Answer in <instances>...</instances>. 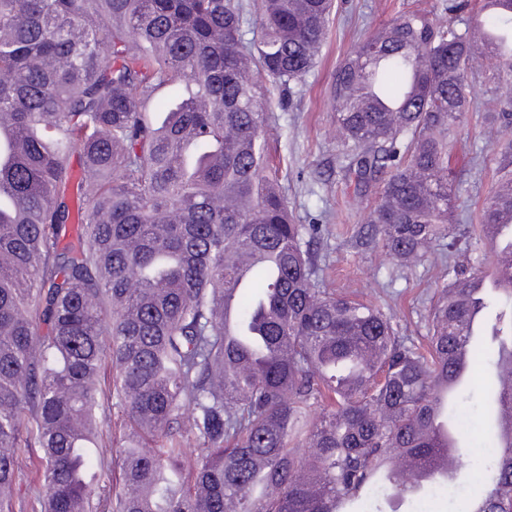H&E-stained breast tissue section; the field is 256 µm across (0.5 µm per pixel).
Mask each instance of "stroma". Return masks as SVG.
I'll return each instance as SVG.
<instances>
[{
  "mask_svg": "<svg viewBox=\"0 0 512 512\" xmlns=\"http://www.w3.org/2000/svg\"><path fill=\"white\" fill-rule=\"evenodd\" d=\"M417 9L428 12L435 22L448 20L443 0H336V12L314 68L295 85L289 99L271 100L274 140L270 154L272 163L282 168L281 190L296 222L321 228L312 243L318 254L320 287L347 293L364 303L388 305L400 335L418 342L427 334L426 290L448 276L447 265L437 261L446 248L436 245L424 262L400 269L377 248L358 245L360 232L368 228L377 193H357L354 178L346 170L329 98L332 75L347 51L400 13ZM511 141L507 132L484 126L480 113L470 114L452 160L453 167L462 171L458 213L482 209L496 187L501 149ZM493 381V375L485 372L460 390L459 414L468 422L463 440L469 456L454 480V494L441 493L425 500L406 495L383 504V512H468L483 496L481 449L487 444L486 393ZM99 387L103 391L99 414L106 428L98 442L96 471L116 485L120 482L117 462L126 446V431L122 407L112 393L111 369L102 370Z\"/></svg>",
  "mask_w": 512,
  "mask_h": 512,
  "instance_id": "1",
  "label": "stroma"
}]
</instances>
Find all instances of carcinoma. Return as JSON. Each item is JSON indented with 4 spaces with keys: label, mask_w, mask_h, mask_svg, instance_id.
<instances>
[{
    "label": "carcinoma",
    "mask_w": 512,
    "mask_h": 512,
    "mask_svg": "<svg viewBox=\"0 0 512 512\" xmlns=\"http://www.w3.org/2000/svg\"><path fill=\"white\" fill-rule=\"evenodd\" d=\"M477 40L428 13L399 14L336 69L330 89L347 170L365 192L382 180L371 242L403 267L451 236L456 186L448 162L475 87L512 130V0ZM333 0H0V512L20 460L42 449L44 512H92L106 491L91 460L103 426L105 358L124 422L155 442L123 450L112 512H338L395 459L432 466L439 394L458 357L485 366L495 453L472 512H512V319L498 340L468 338L481 271L448 243L449 282L428 309L419 345L383 310L321 288L310 249L270 165L269 113L312 69ZM258 37L246 41L243 27ZM495 54L494 73L476 69ZM176 100L160 122L143 112L159 87ZM192 87L194 97L185 96ZM512 143L482 210L478 240L493 253L512 305ZM252 258L236 314L262 338L224 332V293ZM191 407L187 420L182 409ZM200 444L186 471L185 438Z\"/></svg>",
    "instance_id": "carcinoma-1"
}]
</instances>
